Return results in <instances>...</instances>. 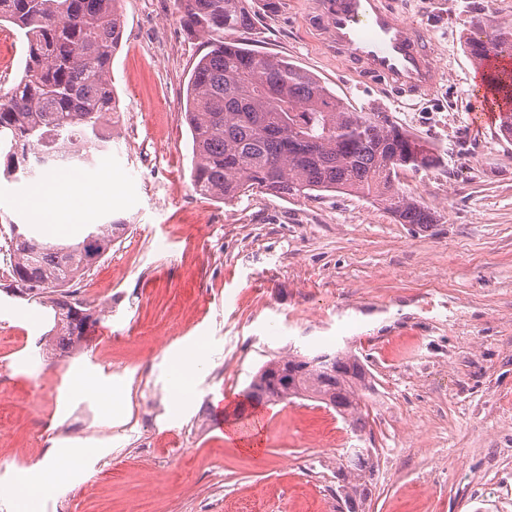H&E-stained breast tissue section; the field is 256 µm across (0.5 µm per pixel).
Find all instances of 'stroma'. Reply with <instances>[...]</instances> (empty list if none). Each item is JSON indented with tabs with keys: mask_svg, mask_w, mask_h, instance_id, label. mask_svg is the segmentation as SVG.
Listing matches in <instances>:
<instances>
[{
	"mask_svg": "<svg viewBox=\"0 0 512 512\" xmlns=\"http://www.w3.org/2000/svg\"><path fill=\"white\" fill-rule=\"evenodd\" d=\"M428 33L443 71L425 96H401L349 74L309 17L314 0L256 10L251 47L317 76L358 112L377 108L429 141L439 168L407 171L400 185L443 219L399 223L367 200L326 192L280 199L253 191L212 201L191 180L186 89L205 49L185 36L175 0H123V36L110 77L119 103L107 149L87 173L112 203L86 212L22 204L17 192L74 169L35 167L0 179V264L10 225L70 243L88 225L127 233L79 284L85 300L111 299L95 334L52 358L42 306L7 296L0 274V512L7 489L51 448L88 443L101 456L44 496L39 512H336V459L365 443L379 466L366 512H512V139L472 119L479 92L465 47L471 25L512 27V0H388ZM68 224L56 234L53 222ZM205 337L209 357L187 411L168 415V356ZM351 347L377 393L356 438L333 409L296 399L261 406L265 459L230 430L234 408L266 362L299 351ZM121 378L125 412L73 390L78 374ZM224 429L215 431L216 401ZM163 470V484L152 481Z\"/></svg>",
	"mask_w": 512,
	"mask_h": 512,
	"instance_id": "stroma-1",
	"label": "stroma"
}]
</instances>
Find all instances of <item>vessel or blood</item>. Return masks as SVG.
<instances>
[{"instance_id":"obj_1","label":"vessel or blood","mask_w":512,"mask_h":512,"mask_svg":"<svg viewBox=\"0 0 512 512\" xmlns=\"http://www.w3.org/2000/svg\"><path fill=\"white\" fill-rule=\"evenodd\" d=\"M327 44L363 78L401 95L430 93L440 80L420 28L399 19L387 0H319Z\"/></svg>"}]
</instances>
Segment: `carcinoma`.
<instances>
[{"label":"carcinoma","mask_w":512,"mask_h":512,"mask_svg":"<svg viewBox=\"0 0 512 512\" xmlns=\"http://www.w3.org/2000/svg\"><path fill=\"white\" fill-rule=\"evenodd\" d=\"M120 0H0V24L25 43L24 76L0 94V174L33 172L31 161L57 149L58 161L91 164L106 150L101 119L112 113V55L121 38ZM182 30L207 46L193 68L185 118L192 137L197 191L225 204L259 190L281 198L339 192L366 197L401 224L427 228L439 212L404 191L399 176L440 164L434 149L386 117L354 112L309 71L229 38L253 27L246 0H176ZM470 57H512V30L477 27L467 38ZM505 100L499 132L512 138V70L487 77ZM10 284L5 293L53 313L47 332L52 355L69 356L99 317L72 280L85 276L128 231L126 224H94L82 240L59 244L10 225ZM376 393L373 374L351 349L329 360L290 352L263 365L248 398L261 404L313 399L336 410L362 439ZM377 467L375 449H343L336 463L340 498L348 512H365Z\"/></svg>","instance_id":"1"}]
</instances>
